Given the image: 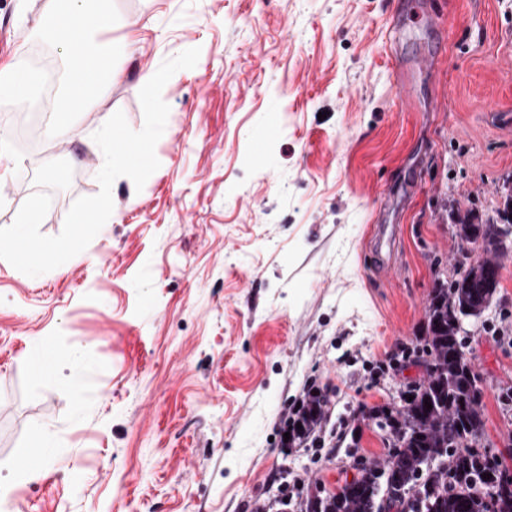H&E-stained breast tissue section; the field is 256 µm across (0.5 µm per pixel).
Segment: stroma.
Segmentation results:
<instances>
[{
	"label": "stroma",
	"instance_id": "1",
	"mask_svg": "<svg viewBox=\"0 0 512 512\" xmlns=\"http://www.w3.org/2000/svg\"><path fill=\"white\" fill-rule=\"evenodd\" d=\"M101 0L112 15L117 82L71 119L83 139L16 123L41 111L0 92L11 152L0 227L49 192L43 234L95 195L103 115L143 126L141 76L183 50L143 189L121 177L111 220L82 260L38 277L0 260V490L13 512H282L299 487L336 490L390 437L365 408L399 404L422 376L415 352L435 282L469 263L456 213L495 216L512 190V0ZM47 0H0V67L31 64ZM434 58L409 91L393 60ZM56 164L57 177L41 172ZM393 224L389 273L368 232ZM482 317L465 323L482 377V443L512 448V250ZM55 358L43 375L42 346ZM329 396L300 447L284 443L309 387ZM36 470L15 467L41 436Z\"/></svg>",
	"mask_w": 512,
	"mask_h": 512
}]
</instances>
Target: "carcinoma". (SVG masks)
<instances>
[{"mask_svg": "<svg viewBox=\"0 0 512 512\" xmlns=\"http://www.w3.org/2000/svg\"><path fill=\"white\" fill-rule=\"evenodd\" d=\"M455 224L461 241L485 257L432 288L425 381L398 408L368 413L393 435L386 458L359 468V477L337 491L312 496L305 512H512V487L489 488L482 478L489 460L480 446L481 378L458 328L464 314L481 315L495 296L481 293L479 279L486 272L500 275L504 241L512 236V193L498 218L483 220L469 210L457 214ZM327 403L321 391L308 390L301 407L305 427L320 425Z\"/></svg>", "mask_w": 512, "mask_h": 512, "instance_id": "carcinoma-1", "label": "carcinoma"}]
</instances>
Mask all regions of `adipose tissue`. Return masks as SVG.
Here are the masks:
<instances>
[{"label": "adipose tissue", "instance_id": "adipose-tissue-1", "mask_svg": "<svg viewBox=\"0 0 512 512\" xmlns=\"http://www.w3.org/2000/svg\"><path fill=\"white\" fill-rule=\"evenodd\" d=\"M53 29L61 44L71 43L75 37L90 31L111 27L112 19L106 14H90L84 7V0H52ZM68 85L65 104L51 112L47 126L58 132L68 129L69 116L85 105L92 89L97 88L104 77L114 76L111 59L91 51L85 54L69 52Z\"/></svg>", "mask_w": 512, "mask_h": 512}]
</instances>
